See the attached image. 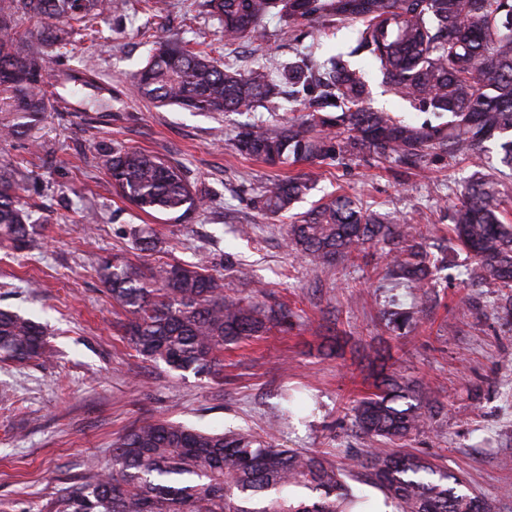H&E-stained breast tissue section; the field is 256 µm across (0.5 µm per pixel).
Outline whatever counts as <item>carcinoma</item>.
<instances>
[{
    "label": "carcinoma",
    "mask_w": 512,
    "mask_h": 512,
    "mask_svg": "<svg viewBox=\"0 0 512 512\" xmlns=\"http://www.w3.org/2000/svg\"><path fill=\"white\" fill-rule=\"evenodd\" d=\"M232 45L264 36L276 15L299 26L356 23L355 47L368 54L382 82L413 105L449 120L412 124L370 106L363 71L343 56L287 68L257 63L242 70L204 50L161 42L137 74L136 88L157 106L192 112H252L274 97L282 81L302 115L273 125L251 124L237 150L270 165L322 162L340 153L373 154L415 163L438 151L474 160L477 171L451 206V238L468 251L469 279L512 288V225L500 219L499 182L484 172L486 143H500L512 169V0H208ZM112 0H10L0 7V138H11L51 108L47 49L73 52L74 33L95 40ZM31 22L20 33L16 17ZM336 103H331V100ZM338 108L328 113V106ZM104 167L123 199L140 211L179 220L205 205L182 168L137 148H118ZM313 189L290 177L269 182L261 211H288ZM0 164V236L25 250L34 242V205ZM420 229L386 221L346 194L323 199L287 225L288 245L332 264L367 244L389 246L383 279L422 291L441 261L417 243ZM140 250L157 247L154 229L140 228ZM113 303L126 315L124 333L145 360L175 372L210 375L223 366L224 347L259 339L294 317L285 304H267L259 291L224 294V283L199 265L163 263L147 271L124 261L98 269ZM45 328L0 309V360L51 361ZM353 425L367 454L341 468L320 454L282 448L242 428L208 431L162 419L134 427L112 443V458L93 464L83 480L57 489L46 512H353L367 498L346 479L377 487L394 512H491L466 481L425 455L391 445L424 431L429 415L423 387L382 370L376 391L353 400ZM317 494L308 502L305 492Z\"/></svg>",
    "instance_id": "cac0c4a2"
}]
</instances>
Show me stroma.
<instances>
[{
    "label": "stroma",
    "instance_id": "stroma-1",
    "mask_svg": "<svg viewBox=\"0 0 512 512\" xmlns=\"http://www.w3.org/2000/svg\"><path fill=\"white\" fill-rule=\"evenodd\" d=\"M111 41L76 42L67 58L49 55L51 89L59 102L20 136L0 141L34 212L36 245L15 250L0 237V308L47 328L52 363H0V512H45L55 488L80 480L90 459L108 461L124 431L162 418L221 430L244 427L284 448L320 452L340 462L366 445L351 426L348 401L374 382L372 362L418 380L440 412L410 450L437 457L489 499L512 512V299L473 284V259L454 250L446 276L422 300L391 287L378 273L387 251L365 247L333 266L286 244L288 216L270 217L254 201L277 168L239 155L234 139L245 125L275 124L291 115L277 98L255 111L189 112L159 108L133 85L157 39L208 45L215 58L245 68L291 62L310 52L322 60L348 53L352 27L326 22L288 33L275 19L258 41L225 45L206 0H166L162 18L142 0H118L101 23ZM136 147L182 166L206 198L179 223L149 216L112 186L103 158ZM290 173L314 189L294 206L308 211L323 196L345 193L364 209L424 227V247L448 237V207L475 168L432 154L416 169L369 155L300 162ZM157 232L154 251L137 250L133 231ZM207 265L228 293L264 287L295 312L289 331L274 327L261 340L226 347L213 376L168 371L143 360L123 336V318L97 275L103 259ZM412 310L411 327L389 325L388 310ZM297 386L307 409L285 428L270 427L284 389Z\"/></svg>",
    "mask_w": 512,
    "mask_h": 512
}]
</instances>
